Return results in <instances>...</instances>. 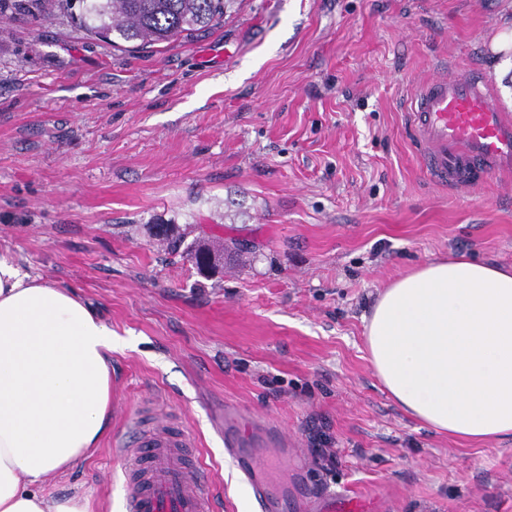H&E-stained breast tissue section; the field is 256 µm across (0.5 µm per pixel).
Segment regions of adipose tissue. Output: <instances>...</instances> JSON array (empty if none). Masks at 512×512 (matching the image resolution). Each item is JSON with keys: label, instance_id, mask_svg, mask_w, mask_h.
Here are the masks:
<instances>
[{"label": "adipose tissue", "instance_id": "1", "mask_svg": "<svg viewBox=\"0 0 512 512\" xmlns=\"http://www.w3.org/2000/svg\"><path fill=\"white\" fill-rule=\"evenodd\" d=\"M369 361L413 420L472 442L512 436V269L464 256L392 282L366 324ZM109 329L73 289L0 254V512H95L41 486L108 431Z\"/></svg>", "mask_w": 512, "mask_h": 512}]
</instances>
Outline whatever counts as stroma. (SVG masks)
I'll return each mask as SVG.
<instances>
[{
  "instance_id": "1",
  "label": "stroma",
  "mask_w": 512,
  "mask_h": 512,
  "mask_svg": "<svg viewBox=\"0 0 512 512\" xmlns=\"http://www.w3.org/2000/svg\"><path fill=\"white\" fill-rule=\"evenodd\" d=\"M512 0H228L139 52L67 17L0 22V252L112 330L111 429L44 492L123 512L113 446L142 406L198 445L220 512H255L222 405L280 429L314 483L373 512H512V436L407 417L368 360L390 282L466 254L512 266V183L427 177L404 103L443 61L512 113ZM224 253L199 273L158 227Z\"/></svg>"
}]
</instances>
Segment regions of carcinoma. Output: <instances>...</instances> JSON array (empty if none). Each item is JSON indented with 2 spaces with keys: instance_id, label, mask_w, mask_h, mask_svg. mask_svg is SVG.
<instances>
[{
  "instance_id": "carcinoma-1",
  "label": "carcinoma",
  "mask_w": 512,
  "mask_h": 512,
  "mask_svg": "<svg viewBox=\"0 0 512 512\" xmlns=\"http://www.w3.org/2000/svg\"><path fill=\"white\" fill-rule=\"evenodd\" d=\"M78 22L83 31L115 47L152 48L183 32L196 31L224 17V0H81ZM72 0H0V18L10 12L67 16ZM186 258L197 268L215 260L208 251L189 246Z\"/></svg>"
}]
</instances>
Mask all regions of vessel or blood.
I'll list each match as a JSON object with an SVG mask.
<instances>
[{"instance_id": "b4317fda", "label": "vessel or blood", "mask_w": 512, "mask_h": 512, "mask_svg": "<svg viewBox=\"0 0 512 512\" xmlns=\"http://www.w3.org/2000/svg\"><path fill=\"white\" fill-rule=\"evenodd\" d=\"M410 130L430 179L451 189L476 188L512 171V115L501 112L483 80L437 76L416 90L408 114ZM270 452L259 455L239 434L224 436L225 451L245 478L275 471L295 457L283 434L267 430ZM195 440L183 428L156 426L137 416L118 454L129 494L125 512H215L214 494L205 492V472L190 466ZM295 488L252 486L259 512H366L359 496L334 494L308 483L296 467Z\"/></svg>"}]
</instances>
